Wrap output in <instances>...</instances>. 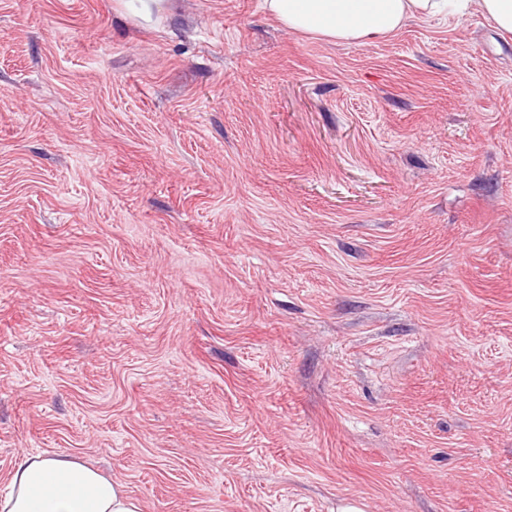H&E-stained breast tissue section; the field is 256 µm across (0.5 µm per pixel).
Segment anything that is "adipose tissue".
<instances>
[{
  "mask_svg": "<svg viewBox=\"0 0 512 512\" xmlns=\"http://www.w3.org/2000/svg\"><path fill=\"white\" fill-rule=\"evenodd\" d=\"M284 28L314 37L364 43L398 32L412 17L445 15L464 21L480 12L512 32V0H263ZM0 512H142L137 499L86 464L61 457L24 455L11 474Z\"/></svg>",
  "mask_w": 512,
  "mask_h": 512,
  "instance_id": "1",
  "label": "adipose tissue"
}]
</instances>
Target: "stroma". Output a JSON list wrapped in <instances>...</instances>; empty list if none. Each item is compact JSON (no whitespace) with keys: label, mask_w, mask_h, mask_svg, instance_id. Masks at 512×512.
I'll list each match as a JSON object with an SVG mask.
<instances>
[{"label":"stroma","mask_w":512,"mask_h":512,"mask_svg":"<svg viewBox=\"0 0 512 512\" xmlns=\"http://www.w3.org/2000/svg\"><path fill=\"white\" fill-rule=\"evenodd\" d=\"M512 512V32L0 0V497ZM122 10L141 24H152L165 11L166 0H117ZM9 486L1 512H142L120 483L74 459L22 455Z\"/></svg>","instance_id":"obj_1"}]
</instances>
